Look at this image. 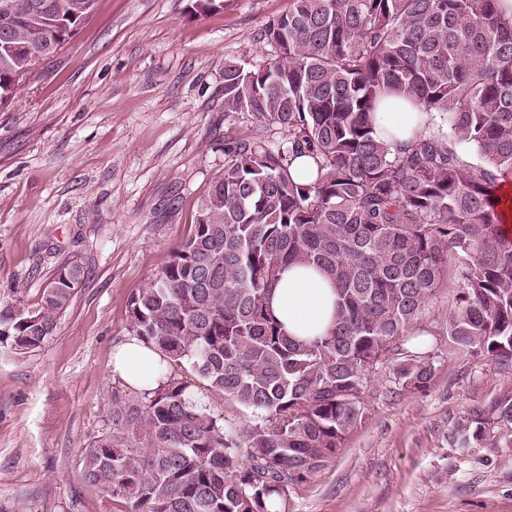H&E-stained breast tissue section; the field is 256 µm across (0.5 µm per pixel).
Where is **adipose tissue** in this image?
<instances>
[{"label":"adipose tissue","mask_w":512,"mask_h":512,"mask_svg":"<svg viewBox=\"0 0 512 512\" xmlns=\"http://www.w3.org/2000/svg\"><path fill=\"white\" fill-rule=\"evenodd\" d=\"M377 132L382 138L407 140L423 130L414 112H405L389 105L375 115ZM270 306L288 335L302 340L326 334L331 330L336 314V288L333 281L318 270L292 264L278 272L271 294ZM160 351L131 336L112 357L113 377L138 391L157 387L162 376Z\"/></svg>","instance_id":"adipose-tissue-1"}]
</instances>
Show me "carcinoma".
<instances>
[{"mask_svg": "<svg viewBox=\"0 0 512 512\" xmlns=\"http://www.w3.org/2000/svg\"><path fill=\"white\" fill-rule=\"evenodd\" d=\"M0 11V109L57 53L97 0H13ZM259 41L275 59L224 66V119L281 136L225 140L224 171L193 230L133 293V335L206 381L203 402L167 374L138 400L112 394V433L86 449L82 479L122 512H288L293 486L332 459L361 418L377 365L413 335L442 284L459 281L437 335L512 371V237L497 191L512 177V23L499 0H290ZM224 8L191 0L190 13ZM398 94L428 133L392 144L373 116ZM314 160L316 178L292 175ZM335 284L334 328L287 335L268 306L286 264ZM85 276L60 266L39 308L0 301V344L32 348ZM397 383L422 389L432 356L405 351ZM232 401L250 420L224 423ZM512 427V392L458 419L462 450Z\"/></svg>", "mask_w": 512, "mask_h": 512, "instance_id": "1", "label": "carcinoma"}]
</instances>
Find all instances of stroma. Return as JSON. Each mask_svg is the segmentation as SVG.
Segmentation results:
<instances>
[{
    "mask_svg": "<svg viewBox=\"0 0 512 512\" xmlns=\"http://www.w3.org/2000/svg\"><path fill=\"white\" fill-rule=\"evenodd\" d=\"M98 0L54 56L36 61L0 110V299L37 310L68 262L86 276L30 349L0 345V512H119L78 463L112 430V354L130 335L127 303L179 248L224 169V65L264 62L259 34L290 0ZM457 278L416 332L430 345L425 388L375 373L364 416L289 512H512V444L460 452L453 423L512 391L488 357L449 351L442 327Z\"/></svg>",
    "mask_w": 512,
    "mask_h": 512,
    "instance_id": "obj_1",
    "label": "stroma"
}]
</instances>
